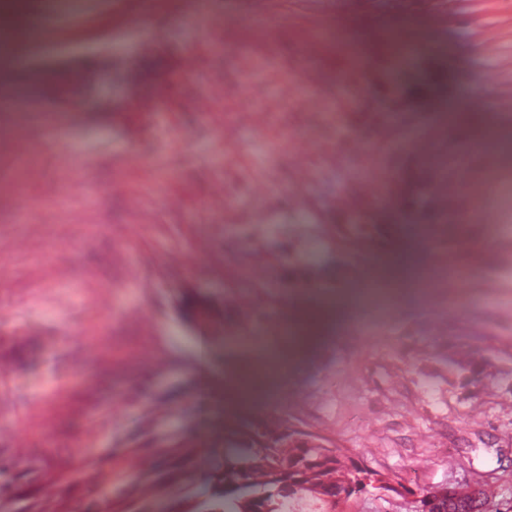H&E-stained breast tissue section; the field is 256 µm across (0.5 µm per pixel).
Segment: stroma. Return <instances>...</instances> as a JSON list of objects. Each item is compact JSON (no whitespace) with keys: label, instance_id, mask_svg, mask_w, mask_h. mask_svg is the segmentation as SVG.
<instances>
[{"label":"stroma","instance_id":"obj_1","mask_svg":"<svg viewBox=\"0 0 512 512\" xmlns=\"http://www.w3.org/2000/svg\"><path fill=\"white\" fill-rule=\"evenodd\" d=\"M36 46L17 74L49 73L44 89L20 100L0 80V104L31 113L24 135L41 143L0 144V512H113L118 499L137 512L157 480L161 512H207L224 388L253 378L259 334L223 340V321L196 323L187 301L222 309L242 272L278 342L290 306L350 293L372 311L371 335L290 360L287 410L277 380L233 409L389 479L338 512H416L426 491L476 482L495 491L490 512H512V153L479 147L443 105L461 96L512 128V0H96ZM289 82L298 101L280 94ZM365 105L394 118L347 130ZM362 150L432 196L461 183L474 201L497 183L499 209L467 223L391 198L336 210ZM218 189L231 206L212 207ZM348 220L386 224V253L359 246ZM405 245L416 299L383 276ZM284 256L307 281L275 280ZM460 350L485 362L467 385Z\"/></svg>","mask_w":512,"mask_h":512}]
</instances>
